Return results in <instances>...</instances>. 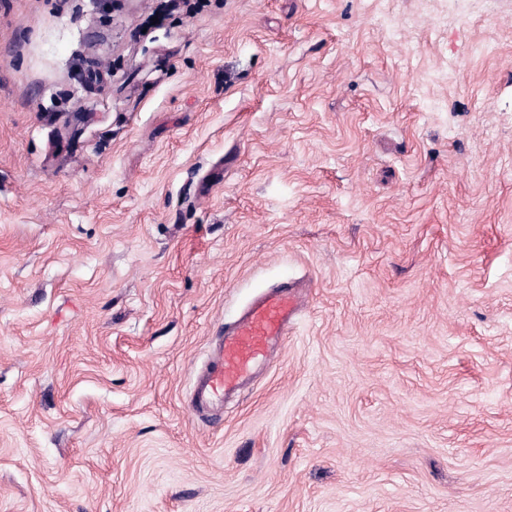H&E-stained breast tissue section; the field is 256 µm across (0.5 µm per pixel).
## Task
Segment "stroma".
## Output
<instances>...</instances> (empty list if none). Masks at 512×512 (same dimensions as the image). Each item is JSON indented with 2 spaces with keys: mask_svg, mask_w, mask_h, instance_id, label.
<instances>
[{
  "mask_svg": "<svg viewBox=\"0 0 512 512\" xmlns=\"http://www.w3.org/2000/svg\"><path fill=\"white\" fill-rule=\"evenodd\" d=\"M0 512H512V0H0ZM292 286L273 288L254 299L213 348L197 378L192 403L196 412L215 409L227 393L246 385L270 349L281 346L299 311Z\"/></svg>",
  "mask_w": 512,
  "mask_h": 512,
  "instance_id": "35a3bbf8",
  "label": "stroma"
}]
</instances>
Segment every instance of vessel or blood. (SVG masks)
I'll use <instances>...</instances> for the list:
<instances>
[{"instance_id": "1", "label": "vessel or blood", "mask_w": 512, "mask_h": 512, "mask_svg": "<svg viewBox=\"0 0 512 512\" xmlns=\"http://www.w3.org/2000/svg\"><path fill=\"white\" fill-rule=\"evenodd\" d=\"M299 311L291 287L274 288L254 299L224 329L198 377L192 403L196 412L218 407L226 394L244 387L270 349L281 346Z\"/></svg>"}]
</instances>
